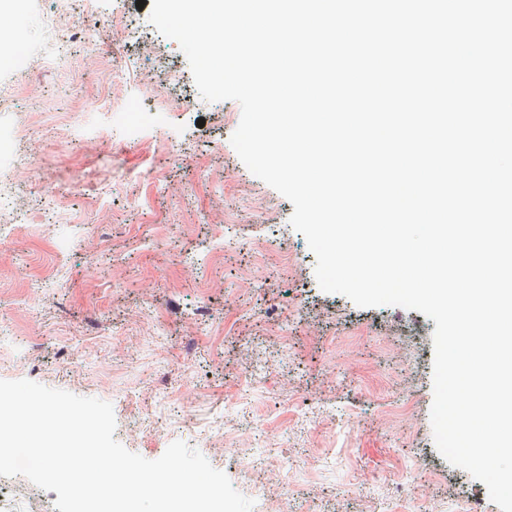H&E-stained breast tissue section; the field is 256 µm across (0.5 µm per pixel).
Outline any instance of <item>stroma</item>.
Segmentation results:
<instances>
[{
	"label": "stroma",
	"mask_w": 512,
	"mask_h": 512,
	"mask_svg": "<svg viewBox=\"0 0 512 512\" xmlns=\"http://www.w3.org/2000/svg\"><path fill=\"white\" fill-rule=\"evenodd\" d=\"M137 0H14L0 128V379L111 403L114 437L154 460L202 453L253 512H500L438 452L435 323L324 292L293 204L230 138L237 101L204 100L179 44ZM93 38L125 40L110 63ZM139 103L130 135L125 103ZM124 143L111 176L100 157ZM65 189L58 206L41 188ZM409 403L402 418L388 406Z\"/></svg>",
	"instance_id": "35a3bbf8"
}]
</instances>
